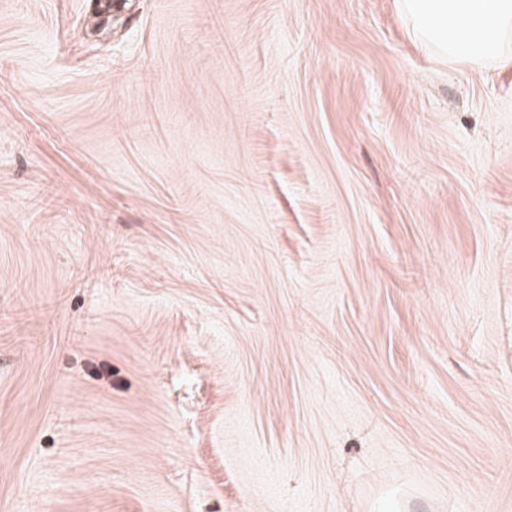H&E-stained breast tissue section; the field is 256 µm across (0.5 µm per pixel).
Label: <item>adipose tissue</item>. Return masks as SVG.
Segmentation results:
<instances>
[{
	"label": "adipose tissue",
	"instance_id": "adipose-tissue-1",
	"mask_svg": "<svg viewBox=\"0 0 512 512\" xmlns=\"http://www.w3.org/2000/svg\"><path fill=\"white\" fill-rule=\"evenodd\" d=\"M413 36L469 66L512 58V0H399Z\"/></svg>",
	"mask_w": 512,
	"mask_h": 512
}]
</instances>
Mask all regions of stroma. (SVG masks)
Returning <instances> with one entry per match:
<instances>
[{
    "mask_svg": "<svg viewBox=\"0 0 512 512\" xmlns=\"http://www.w3.org/2000/svg\"><path fill=\"white\" fill-rule=\"evenodd\" d=\"M0 512H512V59L0 0Z\"/></svg>",
    "mask_w": 512,
    "mask_h": 512,
    "instance_id": "stroma-1",
    "label": "stroma"
}]
</instances>
